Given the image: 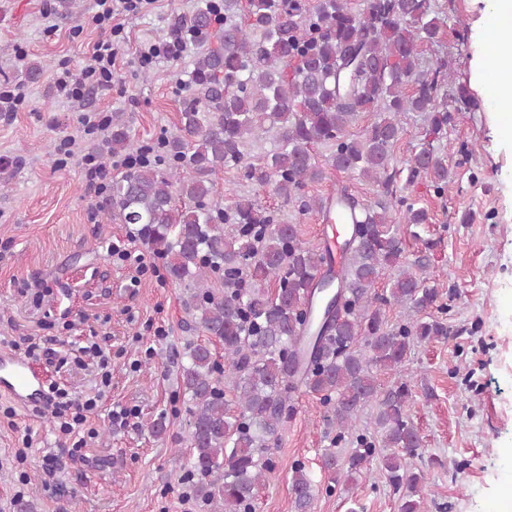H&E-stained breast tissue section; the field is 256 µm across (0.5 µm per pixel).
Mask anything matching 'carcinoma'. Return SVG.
<instances>
[{
    "label": "carcinoma",
    "mask_w": 512,
    "mask_h": 512,
    "mask_svg": "<svg viewBox=\"0 0 512 512\" xmlns=\"http://www.w3.org/2000/svg\"><path fill=\"white\" fill-rule=\"evenodd\" d=\"M442 27L432 0H365L361 8L354 0H204L179 24L178 33L217 43L189 72L187 85L200 96L184 102L179 133L162 143L167 166L145 162L109 176L96 207L140 225L188 295L190 329L206 336L186 343L177 379L191 416L184 477L214 512H256L255 488L273 470L272 446L300 386L331 411L336 434L322 453L331 482H351L378 459L399 512H423L427 478L402 463L425 448L403 368L416 343L458 335L448 325L457 295L441 302L427 258L404 255L402 234L421 238L428 213L396 194L393 161L407 113H421L425 136L439 140L450 113L475 106L447 61L421 66V48L437 42ZM364 112L378 119L350 133ZM270 131L263 163L246 161L249 141ZM317 145L331 148L333 168L384 195L367 205L341 198L360 219L336 273L327 252L256 200L236 197L224 207L213 200L212 176L233 168L301 213L322 210L305 194L324 178ZM111 149L115 156L140 149L120 119L112 121ZM422 175L438 194L448 185L447 160L432 146L407 161V181ZM387 306L401 309L394 324ZM213 339L224 348L222 365ZM382 373L393 375L384 388ZM367 407L371 434L356 429ZM349 437L353 448L343 457L337 448ZM291 489L296 512H312L318 489L301 465Z\"/></svg>",
    "instance_id": "1"
}]
</instances>
